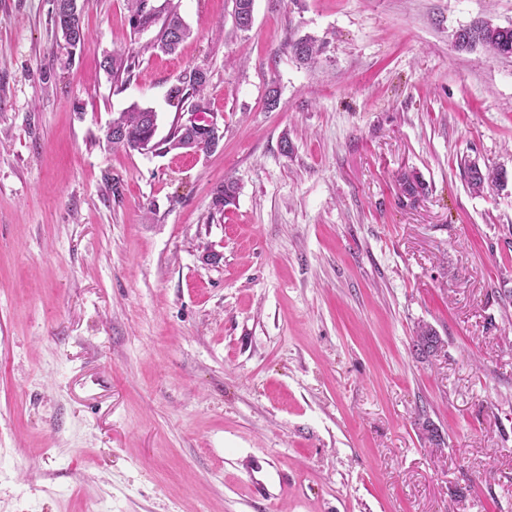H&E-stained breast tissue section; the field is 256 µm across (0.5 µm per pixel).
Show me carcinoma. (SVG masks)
<instances>
[{"label":"carcinoma","instance_id":"1","mask_svg":"<svg viewBox=\"0 0 512 512\" xmlns=\"http://www.w3.org/2000/svg\"><path fill=\"white\" fill-rule=\"evenodd\" d=\"M130 12V23L134 30L141 31L155 25H160L154 46L167 53H173L178 46L190 36V29L177 11L173 0H165V4L157 7L153 0H127ZM456 47L460 50L473 51L481 48L492 55L512 56V26L501 27L488 21H478L465 28V35L456 40ZM293 56L301 63L311 61L320 51L317 40L310 36H303L289 44ZM135 55L127 56L107 55L101 66L103 70L118 78L132 71ZM188 85L190 96L194 98L193 107L198 112L207 109L206 97L207 79L189 74ZM115 131L120 137L111 140L116 146L129 151H137L148 142L153 135L156 124L155 112L149 108L133 106L112 119ZM469 189L480 193L488 183H501L505 176L501 173L485 174L474 163L465 165ZM400 185L404 195L415 197L419 195L424 185L419 177L413 173H404L400 177ZM237 196L236 183L226 178L224 183L216 187L213 192L212 205L218 211L234 204ZM413 348L418 355L429 359L436 357L442 349V339L437 331L428 324L417 327L413 336Z\"/></svg>","mask_w":512,"mask_h":512}]
</instances>
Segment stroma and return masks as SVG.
<instances>
[{
	"mask_svg": "<svg viewBox=\"0 0 512 512\" xmlns=\"http://www.w3.org/2000/svg\"><path fill=\"white\" fill-rule=\"evenodd\" d=\"M79 4L0 0V512H512V57L454 41L512 0H178L173 54ZM196 68L218 150L107 142ZM289 49L293 56L301 63H308L320 51V45L317 40L310 36H303L289 44ZM466 177L469 189L474 193H480L485 185L490 183H501L505 181L503 173L483 174L481 169L475 163H465ZM442 339L437 331L428 324L419 325L413 336V348L418 355L429 359L436 357L442 349Z\"/></svg>",
	"mask_w": 512,
	"mask_h": 512,
	"instance_id": "obj_1",
	"label": "stroma"
}]
</instances>
